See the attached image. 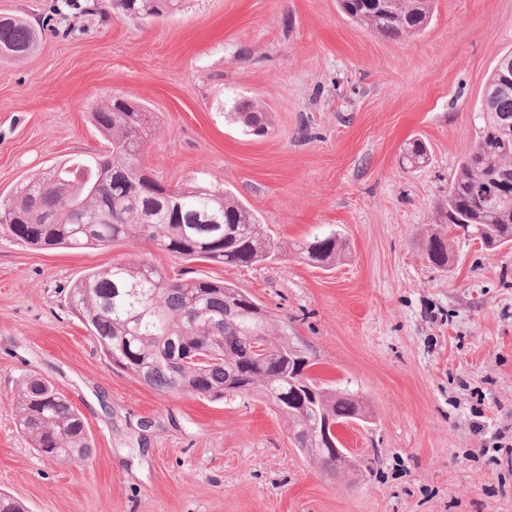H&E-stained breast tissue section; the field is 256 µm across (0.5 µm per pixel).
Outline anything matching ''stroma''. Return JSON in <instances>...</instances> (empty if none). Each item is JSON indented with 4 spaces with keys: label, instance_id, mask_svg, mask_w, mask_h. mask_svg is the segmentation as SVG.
<instances>
[{
    "label": "stroma",
    "instance_id": "35a3bbf8",
    "mask_svg": "<svg viewBox=\"0 0 512 512\" xmlns=\"http://www.w3.org/2000/svg\"><path fill=\"white\" fill-rule=\"evenodd\" d=\"M55 0H0L40 27L0 56V199L24 178L101 155L91 114L114 96L158 114L143 163L176 185L234 191L288 250L250 267L138 247L37 250L0 236V490L29 512H512V246L452 240L447 269L418 241L474 143L489 76L512 50V0H434L419 36L385 40L337 0H184L149 23L73 18ZM260 101L268 132L229 116ZM430 161L403 171L412 140ZM341 233L320 270L295 243ZM141 257L263 304L330 386L367 399L342 434L361 471L335 479L298 453L265 401L164 395L113 367L67 305L82 274ZM50 379L84 415L91 464L37 455L16 383Z\"/></svg>",
    "mask_w": 512,
    "mask_h": 512
}]
</instances>
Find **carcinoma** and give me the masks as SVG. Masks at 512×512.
I'll return each mask as SVG.
<instances>
[{
    "mask_svg": "<svg viewBox=\"0 0 512 512\" xmlns=\"http://www.w3.org/2000/svg\"><path fill=\"white\" fill-rule=\"evenodd\" d=\"M181 0H112V17L153 20L180 12ZM351 20L388 40L422 34L433 0H339ZM39 32L20 17H0V54L23 59ZM232 116L251 135L267 130L261 104L234 106ZM109 150L77 187L64 166L19 183L0 202V228L16 241L42 249H87L147 243L186 261L236 266L272 260L282 249L265 225L233 191L186 183L166 188L136 165L156 130L157 116L127 99H112L92 113ZM477 151L458 162L441 203L421 240L422 255L444 269L451 233L460 228L487 251L512 245V65L491 73L478 115ZM510 125H504V122ZM403 168L429 163L425 143L415 140L400 157ZM180 195L181 212L166 204ZM308 264L329 270L346 255L347 241L331 231L297 245ZM69 307L113 365L171 397L208 401L256 396L274 406L299 437L296 448L319 447L315 426L342 420L356 392L325 385L305 374L298 349L267 309L248 292L222 281L172 278L145 259L114 262L78 278ZM314 398L299 394L304 387ZM15 415L22 436L38 455L60 463H85L93 443L83 415L50 381L22 377Z\"/></svg>",
    "mask_w": 512,
    "mask_h": 512,
    "instance_id": "obj_1",
    "label": "carcinoma"
}]
</instances>
